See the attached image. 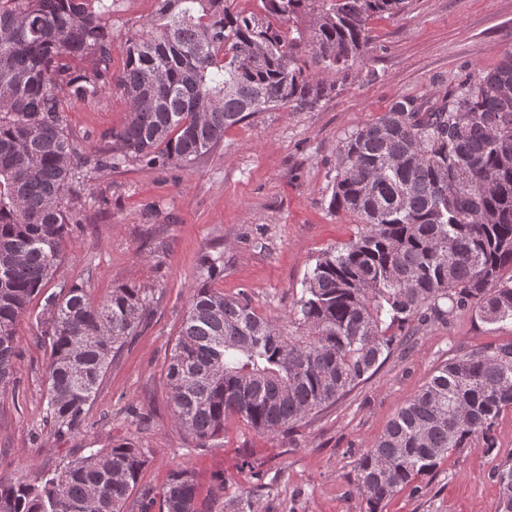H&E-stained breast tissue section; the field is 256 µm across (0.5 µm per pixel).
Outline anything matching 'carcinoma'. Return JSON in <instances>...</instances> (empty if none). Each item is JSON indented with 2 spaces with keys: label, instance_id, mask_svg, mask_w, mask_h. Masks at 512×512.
<instances>
[{
  "label": "carcinoma",
  "instance_id": "1",
  "mask_svg": "<svg viewBox=\"0 0 512 512\" xmlns=\"http://www.w3.org/2000/svg\"><path fill=\"white\" fill-rule=\"evenodd\" d=\"M116 0H0V388L10 383L16 327L50 282L69 226L65 206L94 172L189 164L258 112L309 111L360 73L367 23L405 0H261L242 14L229 0H156L144 33L126 37L110 74ZM297 24L287 39L274 21ZM311 50L312 66L297 50ZM84 60L76 75L65 64ZM129 103L102 148L64 124L67 103L95 101L111 83ZM329 208L358 221L348 243L324 251L287 325L247 293L195 289L166 368L176 427L198 448L238 415L266 434L330 408L409 336L396 322H446L461 311L512 321V52L441 99L404 97L348 134L336 154ZM149 307L139 288L103 301L72 285L44 300L50 348L46 421L79 433L108 368ZM512 408V338L440 365L358 458L353 492L383 506L474 438L490 452ZM147 457L132 443L98 449L54 471L0 478V512H213L192 471L132 494ZM496 512H512V455L495 465ZM248 496L224 512H253Z\"/></svg>",
  "mask_w": 512,
  "mask_h": 512
}]
</instances>
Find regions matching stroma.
<instances>
[{
	"instance_id": "stroma-1",
	"label": "stroma",
	"mask_w": 512,
	"mask_h": 512,
	"mask_svg": "<svg viewBox=\"0 0 512 512\" xmlns=\"http://www.w3.org/2000/svg\"><path fill=\"white\" fill-rule=\"evenodd\" d=\"M154 0H116L107 23L115 42L140 30ZM364 73L311 111L279 108L228 128L191 164L127 166L94 175L76 202L47 292L82 285L101 302L121 285L144 289V323L113 361L80 434L60 438L43 421L50 352L36 338L43 298L17 325L10 384L0 392V477L51 470L97 448L130 442L149 463L139 488H158L191 469L201 492L251 496L257 512H364L351 482L356 461L437 367L473 348L512 337V323L463 312L423 327L412 350H396L367 380L314 420L267 435L231 415L213 447L197 449L173 423L166 366L194 290L247 292L260 314L285 320L302 282L327 248L347 243L353 217L328 208L336 153L353 130L403 97L437 98L466 76L496 67L512 50V0H407L403 12L373 17ZM129 107L110 86L64 112L83 143L104 146ZM482 441L449 453L383 512H494L500 487L491 472L512 454V409ZM263 475V486L249 470Z\"/></svg>"
}]
</instances>
